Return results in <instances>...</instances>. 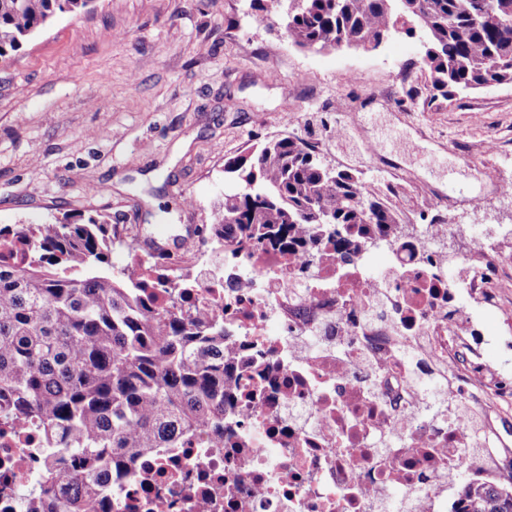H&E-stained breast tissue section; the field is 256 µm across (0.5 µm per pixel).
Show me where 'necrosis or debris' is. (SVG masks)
<instances>
[{
  "instance_id": "1",
  "label": "necrosis or debris",
  "mask_w": 512,
  "mask_h": 512,
  "mask_svg": "<svg viewBox=\"0 0 512 512\" xmlns=\"http://www.w3.org/2000/svg\"><path fill=\"white\" fill-rule=\"evenodd\" d=\"M454 224L396 226L346 255L336 227L316 244L224 249L219 269L197 245L168 264L192 265L179 296L153 289L157 312L224 320L234 382L224 396V444L201 426L185 447L144 459L113 482L106 512H387L399 485L406 512H446L466 459L473 415L501 454L488 477L512 486V376L486 374L479 322L458 302L468 293L497 307L512 288V227L501 246L471 233L449 253ZM387 264L374 268L375 252ZM444 393L436 417L420 406L423 380ZM36 438L0 433V512H17L35 485Z\"/></svg>"
}]
</instances>
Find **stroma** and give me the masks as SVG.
Here are the masks:
<instances>
[{
  "instance_id": "1",
  "label": "stroma",
  "mask_w": 512,
  "mask_h": 512,
  "mask_svg": "<svg viewBox=\"0 0 512 512\" xmlns=\"http://www.w3.org/2000/svg\"><path fill=\"white\" fill-rule=\"evenodd\" d=\"M421 52L403 33L370 52L303 51L257 24L250 0H97L0 61V226L100 213L182 255L224 199L225 160L290 132L370 183L427 192L448 223L512 226L499 192L512 181V84L424 105L408 96L424 86ZM490 140L499 155H483ZM467 310L486 367L512 375L501 313Z\"/></svg>"
}]
</instances>
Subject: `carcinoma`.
Masks as SVG:
<instances>
[{"label": "carcinoma", "mask_w": 512, "mask_h": 512, "mask_svg": "<svg viewBox=\"0 0 512 512\" xmlns=\"http://www.w3.org/2000/svg\"><path fill=\"white\" fill-rule=\"evenodd\" d=\"M96 0H0V60L59 13ZM254 19L280 24L300 48L374 47L420 28L429 105L457 92L512 84V0H251ZM212 235L224 245L290 249L321 224L390 233L405 223L395 188L376 190L352 168L328 164L302 139L266 140L224 164ZM112 224L65 215L0 228V425L34 427L48 442L21 512H90L93 498L129 462L181 448L204 422L224 435V391L233 378L224 328L203 312L185 324L153 310L143 283L111 274ZM459 512H512V491L461 481Z\"/></svg>", "instance_id": "1"}]
</instances>
